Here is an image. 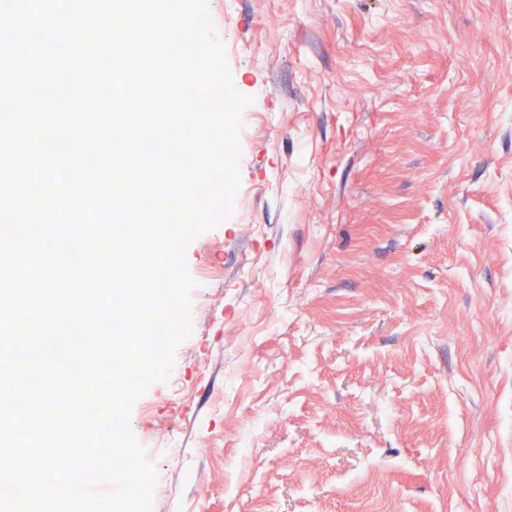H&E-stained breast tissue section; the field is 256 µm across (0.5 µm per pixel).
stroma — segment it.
I'll return each instance as SVG.
<instances>
[{"label":"stroma","mask_w":512,"mask_h":512,"mask_svg":"<svg viewBox=\"0 0 512 512\" xmlns=\"http://www.w3.org/2000/svg\"><path fill=\"white\" fill-rule=\"evenodd\" d=\"M209 10L253 102L153 512H512V0Z\"/></svg>","instance_id":"stroma-1"}]
</instances>
